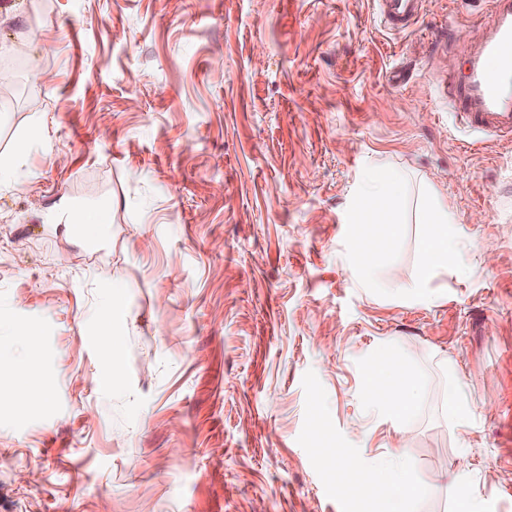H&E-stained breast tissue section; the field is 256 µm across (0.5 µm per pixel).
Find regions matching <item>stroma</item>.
Segmentation results:
<instances>
[{"mask_svg":"<svg viewBox=\"0 0 512 512\" xmlns=\"http://www.w3.org/2000/svg\"><path fill=\"white\" fill-rule=\"evenodd\" d=\"M486 0H0V512H512V139L460 124L435 45ZM403 178L398 241L354 261L369 171ZM462 244L422 293V187ZM110 205L76 243L60 199ZM126 317L111 322L113 301ZM392 351L418 404L391 421ZM462 385L472 412L444 410ZM357 487L337 495V456ZM421 2V0H378L379 13L389 28L402 31L418 21ZM404 375L401 366L386 352L369 377L374 400L394 420L405 417L417 404V394L402 392L400 377ZM367 479L379 490L390 491L395 503H401L411 497L415 483L403 462L389 467H374L366 474Z\"/></svg>","mask_w":512,"mask_h":512,"instance_id":"35a3bbf8","label":"stroma"}]
</instances>
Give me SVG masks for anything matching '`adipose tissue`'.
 Instances as JSON below:
<instances>
[{"mask_svg": "<svg viewBox=\"0 0 512 512\" xmlns=\"http://www.w3.org/2000/svg\"><path fill=\"white\" fill-rule=\"evenodd\" d=\"M56 221L65 235L83 240L93 237L99 227L108 221L107 208H99L86 213L74 207L68 200H60L57 206ZM420 221L427 230L419 241V250L423 257L421 270L414 282L415 287L423 288L446 269L453 261L457 246L449 233L455 216L447 201L432 191H425L420 210ZM404 371L390 356H383L372 370L369 381L373 397L392 419L405 417L417 404L416 394H403L400 379Z\"/></svg>", "mask_w": 512, "mask_h": 512, "instance_id": "obj_1", "label": "adipose tissue"}]
</instances>
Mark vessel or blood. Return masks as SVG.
<instances>
[{"label":"vessel or blood","mask_w":512,"mask_h":512,"mask_svg":"<svg viewBox=\"0 0 512 512\" xmlns=\"http://www.w3.org/2000/svg\"><path fill=\"white\" fill-rule=\"evenodd\" d=\"M488 19L463 47L443 44V53L462 55L463 74L449 73L439 90L462 123L512 136V0H487ZM384 23L405 30L420 16L421 0H378Z\"/></svg>","instance_id":"obj_1"}]
</instances>
